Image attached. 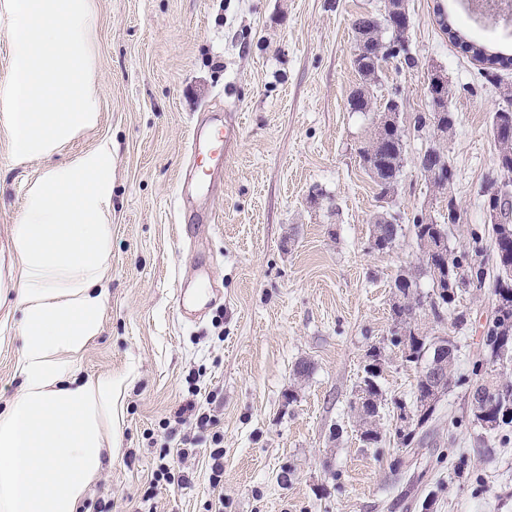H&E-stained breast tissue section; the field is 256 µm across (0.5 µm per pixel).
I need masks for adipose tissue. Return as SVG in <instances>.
Instances as JSON below:
<instances>
[{
  "label": "adipose tissue",
  "mask_w": 512,
  "mask_h": 512,
  "mask_svg": "<svg viewBox=\"0 0 512 512\" xmlns=\"http://www.w3.org/2000/svg\"><path fill=\"white\" fill-rule=\"evenodd\" d=\"M112 145L51 165L10 231L0 304L19 308L20 383L0 406V512H81L112 450V378L75 361L98 336L112 254Z\"/></svg>",
  "instance_id": "1"
}]
</instances>
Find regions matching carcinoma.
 <instances>
[{"mask_svg": "<svg viewBox=\"0 0 512 512\" xmlns=\"http://www.w3.org/2000/svg\"><path fill=\"white\" fill-rule=\"evenodd\" d=\"M352 27L363 34L370 45V55L365 57V62L358 66V72L363 80V86L358 90V101L355 111L361 112L371 107V91L373 84L379 78L373 75L370 61L376 56V51L385 49L390 40L385 37L386 29L381 27L377 20L369 15L363 14L353 21ZM448 37L457 43L460 48L471 54L478 61L487 65L485 74L492 80L498 79L495 69L508 68L512 66V56L500 51H492L486 45L467 39L460 31L448 28ZM501 120L503 135L497 139L499 147L500 175H512V111L498 113ZM403 155H405V140H400L393 146L392 150L379 149L375 151V168L377 170V186L380 195H385V187L394 179L400 178L403 168ZM385 234L378 237L379 250L387 251L393 248V242L397 241L402 234V226L399 224L384 225ZM413 234L416 236H427L431 239L434 249L439 253L448 255V287L447 295H440L437 300H428L414 289L416 273L429 274V265L425 257L418 258L416 272L407 273L406 281L401 292L403 300L400 304L391 308L392 316L399 322L408 325L410 334L400 338L393 336L390 343L393 347H404L401 352L402 361L414 366L417 373L416 394H427L430 392L428 384L421 375L422 366L429 361L430 349L428 347L429 336L418 328V317L420 310L424 307L425 301H430L431 310L435 316H440V309H448L455 304L458 298V291L461 287L481 289L487 285L491 286L492 293L506 309L508 317L512 318V224L509 225V232L496 225H491L489 235L491 241L497 245L499 251L498 265L495 273L488 274L484 267L472 264V257L466 251H455L449 245L450 227L447 224H425L420 218L414 219L412 224ZM512 334V321L491 322L488 324L483 336V343L480 353L472 361L471 372L466 376L457 379V383L470 387L483 379L484 365L490 362L491 351L498 346V342ZM370 363L365 368V384L368 394L366 400L360 403H353L352 408L356 413L360 425L364 430L360 433V441L367 448H376L383 440V433L379 428L380 411L382 409V392L377 382L380 376L379 361L381 352L373 349L369 353ZM492 379L498 384L499 390L505 392V402L497 401L488 403L485 407L487 413L499 418L498 426L504 427L512 424V365H502L492 370ZM428 432H423L419 439L400 440L397 445L398 458L391 464L392 473L401 474L404 458L414 454V443H423Z\"/></svg>", "mask_w": 512, "mask_h": 512, "instance_id": "1", "label": "carcinoma"}]
</instances>
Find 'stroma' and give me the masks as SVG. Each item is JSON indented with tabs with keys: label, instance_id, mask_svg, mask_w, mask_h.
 <instances>
[{
	"label": "stroma",
	"instance_id": "obj_1",
	"mask_svg": "<svg viewBox=\"0 0 512 512\" xmlns=\"http://www.w3.org/2000/svg\"><path fill=\"white\" fill-rule=\"evenodd\" d=\"M89 51L98 120L50 159L18 161L0 133V273L31 184L62 164L112 142V254L101 331L77 357L81 376L112 377V457L89 488L82 512H512V427L486 440L448 421L467 410L450 384L425 443V476L410 494L395 484L394 437L363 447L351 405L372 348L382 353L379 385L393 404L413 403L416 372L389 343L392 284L419 251L408 225L448 216L462 222L451 248L472 246L487 226L482 189L498 169L492 116L504 86L454 45L449 19L472 38L512 49V37L473 26L456 0H407L405 35L413 65L388 66L375 97L403 106L408 161L390 203L406 230L393 250L370 247L382 207L359 149L376 115L353 112L354 17L382 16L384 0H92ZM442 71L457 116L444 147L451 199L436 195L414 163L429 131L413 128L428 109L432 71ZM238 112L236 158L209 190L184 181L194 124L205 112ZM214 210L210 233L195 231L190 209ZM212 285L224 300L196 322L182 321V286ZM489 291L460 292L462 330L422 310L430 334L457 339L455 375L468 374L491 315ZM13 306L0 307V404L15 393L21 342ZM310 365L297 378L299 363ZM194 400L213 429L179 424ZM224 436V473L211 479L212 434ZM196 440L188 463L175 455ZM466 453L456 476L449 449ZM189 471L190 484L154 481L160 464Z\"/></svg>",
	"mask_w": 512,
	"mask_h": 512
}]
</instances>
